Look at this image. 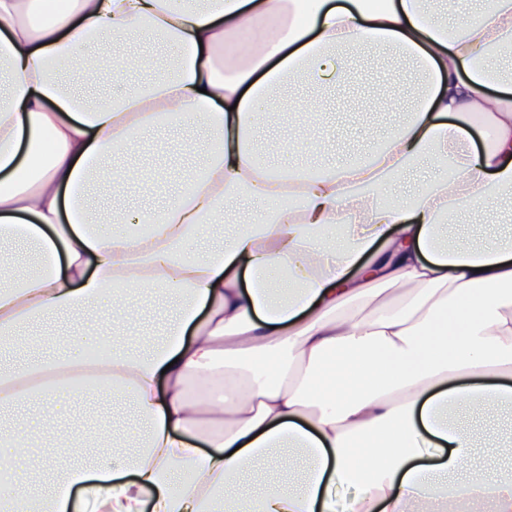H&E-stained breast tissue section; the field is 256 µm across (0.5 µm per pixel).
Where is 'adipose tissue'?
Instances as JSON below:
<instances>
[{
  "label": "adipose tissue",
  "mask_w": 512,
  "mask_h": 512,
  "mask_svg": "<svg viewBox=\"0 0 512 512\" xmlns=\"http://www.w3.org/2000/svg\"><path fill=\"white\" fill-rule=\"evenodd\" d=\"M451 0H0V245H31L36 271L0 280V352L25 351L31 324L88 321L151 289L175 303L160 342L85 353L97 333L64 336L50 357L0 359V410L37 409L60 393L130 404L142 444L112 461L75 463L73 430L35 414L0 423L1 448L50 437L52 474L10 467L0 512H512L504 469L454 476L470 456L453 410L512 403V228L481 244L449 236L451 217L512 195V0H478L447 22ZM177 54L147 83L88 96L138 63L139 38ZM108 40L120 63L89 57ZM395 53L421 83L379 146L333 168L282 169L263 123L286 86L345 85L358 51ZM81 61L82 88L62 77ZM205 123L202 160L152 208L157 169L112 170L108 157L159 128ZM480 127L476 149L471 127ZM452 164L397 201L383 189L420 163ZM111 194L92 219V186ZM264 211L233 234L242 200ZM397 285L412 291L382 302ZM373 307L370 315L361 306ZM242 378L231 400H196L193 379ZM210 452H203L201 443Z\"/></svg>",
  "instance_id": "1"
}]
</instances>
